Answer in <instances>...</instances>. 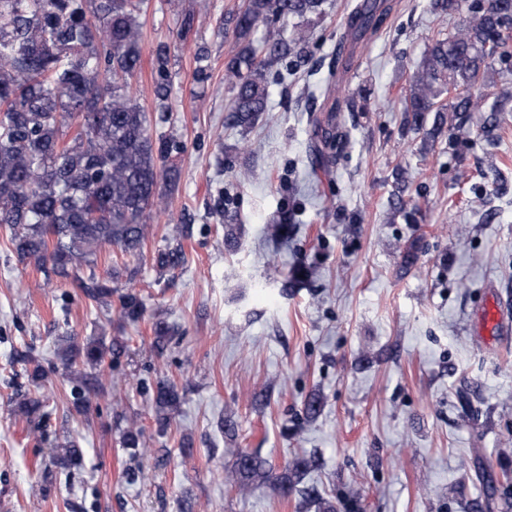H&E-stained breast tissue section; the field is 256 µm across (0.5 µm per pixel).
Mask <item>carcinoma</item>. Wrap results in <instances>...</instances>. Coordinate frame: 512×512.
<instances>
[{"mask_svg": "<svg viewBox=\"0 0 512 512\" xmlns=\"http://www.w3.org/2000/svg\"><path fill=\"white\" fill-rule=\"evenodd\" d=\"M143 0H0V224L8 228L20 260H50L56 276L72 280L93 302L112 301V278L86 277L78 271L94 265L102 249L117 245L125 253L139 251L147 220L163 206L161 184L174 182L178 171L167 165L179 149L153 135L148 113L130 96V80L141 63ZM323 0H246L244 8L224 20L238 51L225 72L234 95L229 123L252 125L267 111L266 71L293 55L302 57L308 34L300 26L289 38L269 29L256 42L260 23L284 21L320 12ZM438 14H463V28L438 39L414 66L403 111L422 126L434 113V127L448 128L457 138L473 112H490L483 125L496 126L507 96L485 106L488 61L512 66V4L508 0H430ZM392 9L390 0H360L349 13L343 39L354 42L375 36ZM157 93L166 92L168 48L157 51ZM452 96L450 103L443 96ZM328 153L315 164L335 163L343 133L323 130ZM176 246L156 257L162 269L182 264ZM121 312L131 318L143 306L135 293L118 296ZM100 340L59 353L67 364L104 362ZM179 393L162 383L155 397L158 422H169ZM42 402L18 403L28 418L42 416ZM142 429L132 422L124 432L128 448H146ZM83 458L75 441L59 449L56 462L66 468ZM238 489L247 494L271 479L267 462L243 454L237 462Z\"/></svg>", "mask_w": 512, "mask_h": 512, "instance_id": "1", "label": "carcinoma"}]
</instances>
